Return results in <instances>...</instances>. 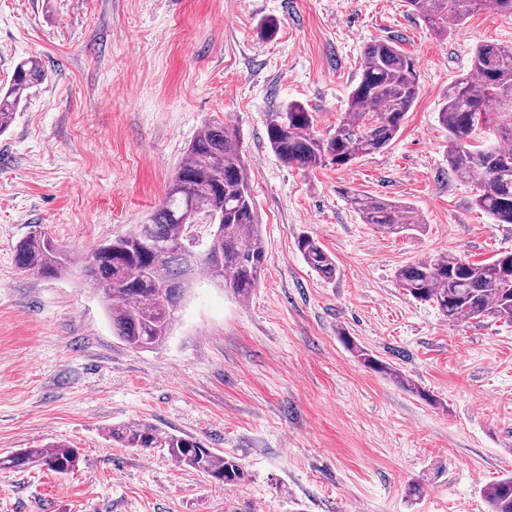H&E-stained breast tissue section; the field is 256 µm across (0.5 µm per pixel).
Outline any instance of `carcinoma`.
Here are the masks:
<instances>
[{"instance_id": "1", "label": "carcinoma", "mask_w": 512, "mask_h": 512, "mask_svg": "<svg viewBox=\"0 0 512 512\" xmlns=\"http://www.w3.org/2000/svg\"><path fill=\"white\" fill-rule=\"evenodd\" d=\"M435 34L462 28L482 7L512 13V0H408ZM361 72L348 96V107L325 136L314 131L306 106L290 101L267 122L275 155L286 165L309 171L326 162L348 167L386 149L413 108L420 88L412 62L390 40H373L362 49ZM46 76L40 61L30 58L14 70L0 93V134L30 89ZM448 132V167L460 180L479 178L474 204L496 224H512V47L494 42L474 49L469 73L448 86L438 112ZM360 221L382 234L422 228L413 207L387 198L346 193ZM305 263L329 279L336 262L314 238H298ZM264 243L249 168L240 138L222 123L204 126L189 144L169 183L163 202L148 224L103 241L76 258L67 246L34 230L16 248L18 269L44 278L75 273L103 298L112 330L127 346L152 349L170 335L191 275L198 269L239 299L257 288L264 262ZM396 279L413 299L431 303L448 323L492 318L512 322V253L489 262L441 255L400 268ZM365 368L391 377L403 388L436 407L433 394L404 378L396 368L342 336ZM123 448H165L181 467L200 472L217 484L245 478L239 458L205 447L186 433L132 421L107 430ZM80 463V452L65 444L22 448L0 457V469L41 465L67 474ZM489 512H512V476L484 490Z\"/></svg>"}]
</instances>
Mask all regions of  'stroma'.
Instances as JSON below:
<instances>
[{
  "label": "stroma",
  "instance_id": "35a3bbf8",
  "mask_svg": "<svg viewBox=\"0 0 512 512\" xmlns=\"http://www.w3.org/2000/svg\"><path fill=\"white\" fill-rule=\"evenodd\" d=\"M377 39L420 87L399 135L346 168L282 163L271 113L300 101L327 134ZM482 42L512 46V14L475 10L442 40L405 0H0V91L20 61L46 71L0 134V457L81 453L64 476L0 470V512H486L485 487L512 473V323L448 324L396 281L442 254L512 251V224L449 170L438 120ZM214 120L238 130L253 183L265 259L248 299L197 276L168 339L134 350L78 277L17 269L34 229L81 254L148 223ZM347 190L411 204L424 224L376 233ZM302 235L335 277L305 264ZM345 334L440 407L364 368ZM138 420L238 457L246 479L111 445L107 428ZM297 249L305 263L319 275L329 279L336 274L335 260L313 237H299Z\"/></svg>",
  "mask_w": 512,
  "mask_h": 512
}]
</instances>
